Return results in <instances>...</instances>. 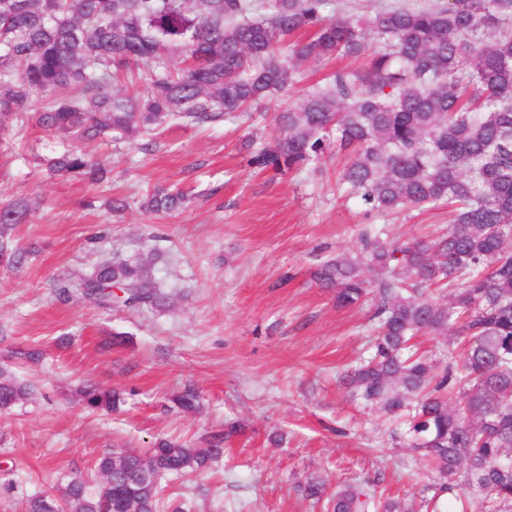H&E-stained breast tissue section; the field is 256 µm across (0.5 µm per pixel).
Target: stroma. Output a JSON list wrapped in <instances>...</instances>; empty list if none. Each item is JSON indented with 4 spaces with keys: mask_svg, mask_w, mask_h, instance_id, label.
<instances>
[{
    "mask_svg": "<svg viewBox=\"0 0 512 512\" xmlns=\"http://www.w3.org/2000/svg\"><path fill=\"white\" fill-rule=\"evenodd\" d=\"M445 0H327L334 17L362 19L395 7ZM339 60L302 63L288 94L263 115L210 126L180 123L151 142L93 146L111 169L97 184L50 174L44 157L66 143L55 131L14 122L0 130V201L39 197L12 232L28 250L19 267L0 261V366L32 388L0 410V512L26 497L94 473L107 452L142 451L160 439L201 448L225 423L244 431L207 475L164 478L168 500L190 512H321L298 491L309 478L328 488L368 478L425 512L437 472L399 435L397 422L354 401L342 376L371 347L369 306L337 307L313 277L353 251L365 217L336 187L328 156L271 177L246 166L243 144L279 133L276 115L328 83ZM177 185L184 207L145 214L142 197ZM129 206L112 211L113 197ZM388 239L446 229V207L374 217ZM157 254L156 308L104 307L60 285L105 260ZM38 350L39 360L18 359ZM120 393L116 411H89L86 384ZM199 394L194 410L174 399Z\"/></svg>",
    "mask_w": 512,
    "mask_h": 512,
    "instance_id": "stroma-1",
    "label": "stroma"
}]
</instances>
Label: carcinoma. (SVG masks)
<instances>
[{"instance_id": "carcinoma-1", "label": "carcinoma", "mask_w": 512, "mask_h": 512, "mask_svg": "<svg viewBox=\"0 0 512 512\" xmlns=\"http://www.w3.org/2000/svg\"><path fill=\"white\" fill-rule=\"evenodd\" d=\"M324 5L0 0V127L21 117L71 139L48 170L98 183L108 170L85 145L105 134L133 139L178 120L215 123L288 91L304 62L367 56L363 68L336 71L278 113L279 136L246 145L247 164L278 176L334 153L345 157L339 183L367 216L448 206L442 234L398 243L368 225L353 253L327 260L315 278L339 307L371 300L373 352L344 381L404 425L443 490H459L448 512H512V0H448L361 20L326 17ZM136 69L146 93L112 92V81ZM57 89L68 93L37 103ZM185 200L158 188L141 208L171 215ZM33 209L26 197L0 202V257L16 266L28 252L8 233ZM432 287L452 288L448 301ZM64 288L103 306L160 299L146 260L105 261ZM433 333L448 335L459 359L440 367L414 350L418 336ZM30 395L0 368V410ZM80 396L92 410L120 402L93 385ZM241 433L232 422L206 448L163 440L144 453L104 454L93 478L70 479L61 498L54 488L30 496L22 512H185L166 503L160 478L203 475ZM302 492L325 512H405L369 480L331 492L314 477Z\"/></svg>"}]
</instances>
